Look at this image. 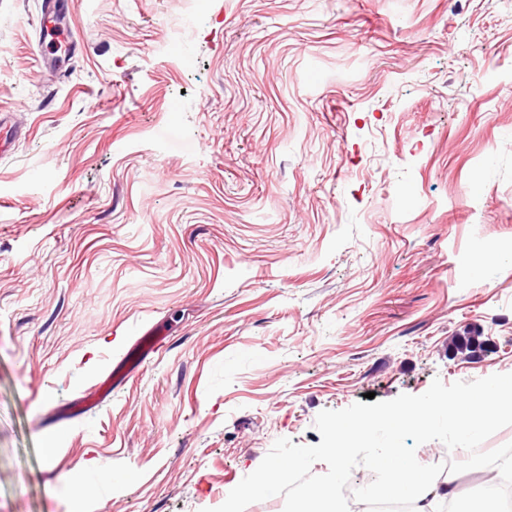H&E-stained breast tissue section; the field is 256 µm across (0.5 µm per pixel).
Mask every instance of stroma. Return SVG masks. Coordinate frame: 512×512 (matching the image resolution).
Returning a JSON list of instances; mask_svg holds the SVG:
<instances>
[{
    "label": "stroma",
    "mask_w": 512,
    "mask_h": 512,
    "mask_svg": "<svg viewBox=\"0 0 512 512\" xmlns=\"http://www.w3.org/2000/svg\"><path fill=\"white\" fill-rule=\"evenodd\" d=\"M70 2L56 73L0 0V512H69L91 459L134 480L102 512H210L322 410L512 373V0ZM165 338L166 336L157 326L144 331L124 357L116 363L108 379L101 386L108 380L114 388L122 386L128 376L138 370L149 357L162 352L166 345Z\"/></svg>",
    "instance_id": "obj_1"
}]
</instances>
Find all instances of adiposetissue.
Returning a JSON list of instances; mask_svg holds the SVG:
<instances>
[{"label":"adipose tissue","mask_w":512,"mask_h":512,"mask_svg":"<svg viewBox=\"0 0 512 512\" xmlns=\"http://www.w3.org/2000/svg\"><path fill=\"white\" fill-rule=\"evenodd\" d=\"M512 400V384L501 380L487 382L469 398L466 405L432 397L407 412L388 415L389 439L386 447L376 449L371 465L383 478L384 497L409 501L414 512H434L437 502L459 498L460 480L455 475L444 478L422 473L397 446L398 433L407 427L427 431L435 425L446 426L458 441L469 442L480 436L487 424L481 412L503 400Z\"/></svg>","instance_id":"adipose-tissue-1"}]
</instances>
